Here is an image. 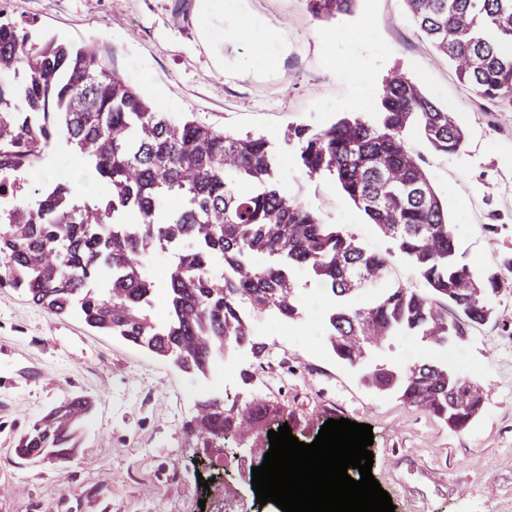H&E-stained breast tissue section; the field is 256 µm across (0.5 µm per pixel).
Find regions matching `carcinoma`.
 Masks as SVG:
<instances>
[{
    "label": "carcinoma",
    "mask_w": 512,
    "mask_h": 512,
    "mask_svg": "<svg viewBox=\"0 0 512 512\" xmlns=\"http://www.w3.org/2000/svg\"><path fill=\"white\" fill-rule=\"evenodd\" d=\"M357 0H307L328 20L354 12ZM412 20L453 62L459 80L484 101H512V0H406ZM0 169L39 167L58 141L86 160L107 186L86 201L67 182L20 193L0 211V288H12L56 315L80 314L92 329L172 359L202 374L237 348L265 359L268 343L253 316L302 315L296 278L319 283L326 297L321 328L363 385L426 409L451 429L484 408L486 390L437 355L464 340L469 326L494 318L499 282L459 263L455 230L425 169L406 142L416 128L433 151L459 152L465 133L407 75L379 90L376 110L328 128L297 126L288 137L313 179L335 177L343 192L415 267L428 291L391 281L390 260L325 224L280 186L274 145L174 120L91 46L37 40L0 24ZM177 198L181 207L167 209ZM162 248L174 261L162 286L144 272ZM163 292L165 315L155 316ZM365 300H359V295ZM417 338L432 354L410 366L367 363L368 352ZM89 401L67 394L14 443L29 461L66 466ZM299 424L288 407L255 391L244 404L207 399L185 424L197 448L229 439L255 456L267 450L268 423Z\"/></svg>",
    "instance_id": "carcinoma-1"
}]
</instances>
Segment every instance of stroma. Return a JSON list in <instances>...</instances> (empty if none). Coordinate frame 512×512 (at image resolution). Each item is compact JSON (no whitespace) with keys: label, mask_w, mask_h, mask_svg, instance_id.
Segmentation results:
<instances>
[{"label":"stroma","mask_w":512,"mask_h":512,"mask_svg":"<svg viewBox=\"0 0 512 512\" xmlns=\"http://www.w3.org/2000/svg\"><path fill=\"white\" fill-rule=\"evenodd\" d=\"M243 17L268 32L262 47L229 38ZM0 19L38 38L95 46L172 118L276 144L283 188L300 193L324 223L390 254L392 281L421 291L414 266L335 179H309L285 142L289 128H325L374 111L383 79L401 69L465 132L463 149L448 156L415 130L407 144L448 210L459 261L500 279L495 320L448 348L460 356L457 369L487 390L482 413L460 430L366 388L358 370L312 338L321 291L306 277L301 320L274 328L265 316L254 319L268 338L272 370L238 357L204 377L97 332L77 314L53 315L0 289V512H224L223 499L203 495L204 479L217 491L231 489L246 512H278L257 504L236 475L222 474L186 439L182 425L206 378L212 394L229 402L253 390L288 405L301 421L295 435L307 444L331 419L371 425L372 474L395 512H512V333L502 329L512 323V104L485 102L461 83L405 0H359L352 15L324 22L306 0H0ZM83 164L76 152L52 148L25 195L46 180L77 184ZM244 369L253 371V386L242 384ZM68 393L92 404L68 467L19 459L15 438Z\"/></svg>","instance_id":"stroma-1"}]
</instances>
